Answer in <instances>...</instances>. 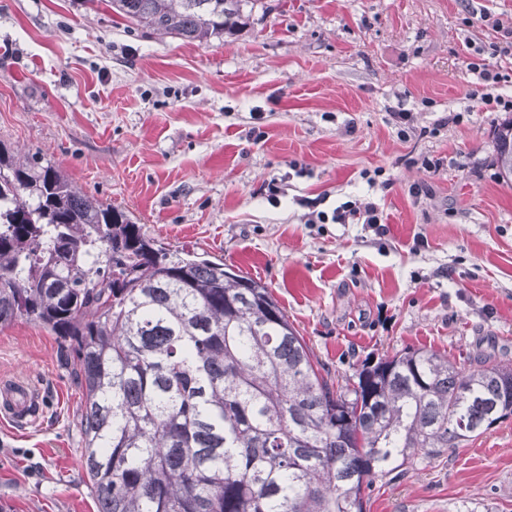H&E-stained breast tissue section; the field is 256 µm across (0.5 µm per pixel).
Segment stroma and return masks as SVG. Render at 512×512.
I'll list each match as a JSON object with an SVG mask.
<instances>
[{
  "instance_id": "stroma-1",
  "label": "stroma",
  "mask_w": 512,
  "mask_h": 512,
  "mask_svg": "<svg viewBox=\"0 0 512 512\" xmlns=\"http://www.w3.org/2000/svg\"><path fill=\"white\" fill-rule=\"evenodd\" d=\"M243 21L198 45L110 0H0V140L165 247L261 281L330 374L408 349L512 363L495 163L512 114L483 110L467 67L512 0H249ZM362 197L384 227L308 219ZM1 378L41 412L0 414V512H97L57 337L0 327ZM366 512H512V418L376 482Z\"/></svg>"
}]
</instances>
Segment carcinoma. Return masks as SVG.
I'll list each match as a JSON object with an SVG mask.
<instances>
[{"instance_id": "obj_1", "label": "carcinoma", "mask_w": 512, "mask_h": 512, "mask_svg": "<svg viewBox=\"0 0 512 512\" xmlns=\"http://www.w3.org/2000/svg\"><path fill=\"white\" fill-rule=\"evenodd\" d=\"M245 0H111L135 26L208 44ZM512 181V119L496 135ZM60 339L82 392L98 512H364L415 470L512 416V365L410 350L336 382L271 292L157 244L37 151L0 140V327Z\"/></svg>"}]
</instances>
